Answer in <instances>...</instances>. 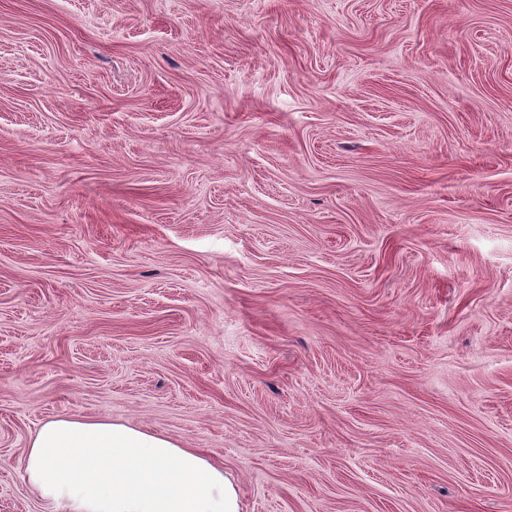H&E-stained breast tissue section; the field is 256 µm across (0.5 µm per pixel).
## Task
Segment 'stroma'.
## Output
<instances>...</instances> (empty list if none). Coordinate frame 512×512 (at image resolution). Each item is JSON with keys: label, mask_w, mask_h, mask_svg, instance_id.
Wrapping results in <instances>:
<instances>
[{"label": "stroma", "mask_w": 512, "mask_h": 512, "mask_svg": "<svg viewBox=\"0 0 512 512\" xmlns=\"http://www.w3.org/2000/svg\"><path fill=\"white\" fill-rule=\"evenodd\" d=\"M73 414L512 512V0H0V512Z\"/></svg>", "instance_id": "stroma-1"}]
</instances>
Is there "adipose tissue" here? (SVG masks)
Returning a JSON list of instances; mask_svg holds the SVG:
<instances>
[{
    "label": "adipose tissue",
    "instance_id": "1",
    "mask_svg": "<svg viewBox=\"0 0 512 512\" xmlns=\"http://www.w3.org/2000/svg\"><path fill=\"white\" fill-rule=\"evenodd\" d=\"M25 475L58 512H238L223 465L161 435L75 415L40 425Z\"/></svg>",
    "mask_w": 512,
    "mask_h": 512
}]
</instances>
